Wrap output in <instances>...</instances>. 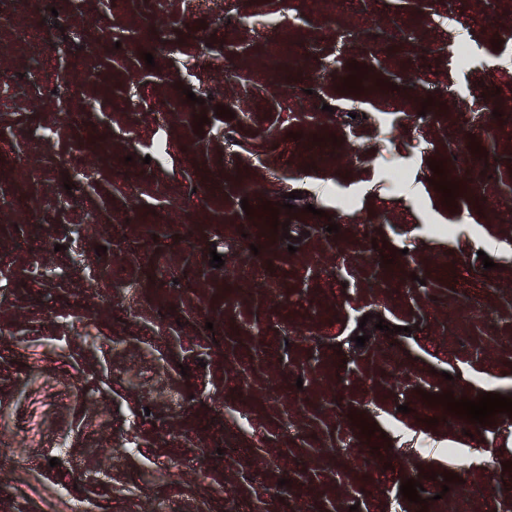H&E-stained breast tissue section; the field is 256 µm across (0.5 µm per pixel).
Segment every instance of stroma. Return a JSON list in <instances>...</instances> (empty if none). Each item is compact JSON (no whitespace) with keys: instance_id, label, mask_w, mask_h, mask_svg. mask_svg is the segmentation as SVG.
Listing matches in <instances>:
<instances>
[{"instance_id":"1","label":"stroma","mask_w":512,"mask_h":512,"mask_svg":"<svg viewBox=\"0 0 512 512\" xmlns=\"http://www.w3.org/2000/svg\"><path fill=\"white\" fill-rule=\"evenodd\" d=\"M0 149V512H512V0H0Z\"/></svg>"}]
</instances>
